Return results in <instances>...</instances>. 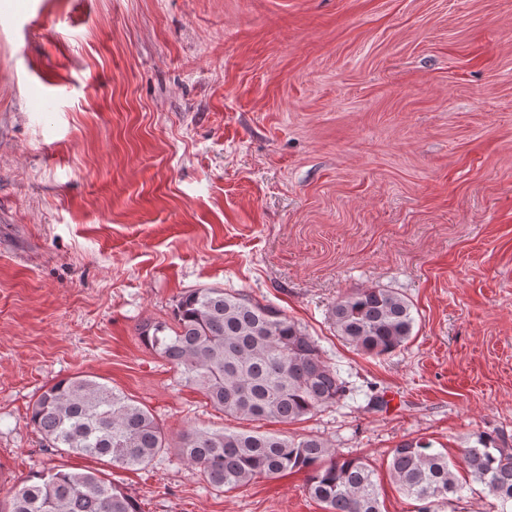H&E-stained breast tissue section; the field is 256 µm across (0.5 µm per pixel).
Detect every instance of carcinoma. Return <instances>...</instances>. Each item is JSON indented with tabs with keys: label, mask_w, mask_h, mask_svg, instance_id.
Instances as JSON below:
<instances>
[{
	"label": "carcinoma",
	"mask_w": 512,
	"mask_h": 512,
	"mask_svg": "<svg viewBox=\"0 0 512 512\" xmlns=\"http://www.w3.org/2000/svg\"><path fill=\"white\" fill-rule=\"evenodd\" d=\"M337 336L372 356L403 347L412 336V304L388 288H355L331 308ZM141 342L176 367L227 417L255 424L239 431L189 428L178 455L215 489L246 486L262 476L306 473V491L324 512H383L372 465L338 454L317 436L298 439L260 430L336 406L349 393L320 345L282 310L233 289L193 288L171 320L139 325ZM28 424L48 447L78 458H107L120 468L148 466L170 447L149 409L97 377L81 374L44 388ZM472 481L485 486L499 512L512 507V448L481 435L463 449ZM388 470L398 490L423 502L461 498L467 482L431 445L410 441L391 452ZM0 512H141L137 501L95 470L54 466L28 476Z\"/></svg>",
	"instance_id": "1"
}]
</instances>
